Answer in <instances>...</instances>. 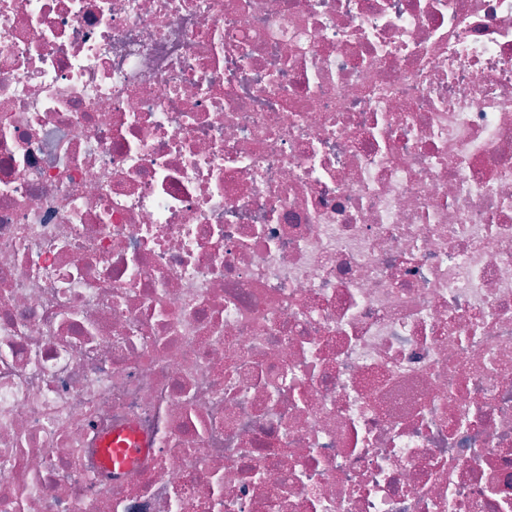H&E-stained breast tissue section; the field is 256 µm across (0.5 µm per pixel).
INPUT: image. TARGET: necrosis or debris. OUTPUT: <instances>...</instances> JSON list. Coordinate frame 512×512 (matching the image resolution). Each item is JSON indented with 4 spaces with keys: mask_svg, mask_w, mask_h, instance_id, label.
<instances>
[{
    "mask_svg": "<svg viewBox=\"0 0 512 512\" xmlns=\"http://www.w3.org/2000/svg\"><path fill=\"white\" fill-rule=\"evenodd\" d=\"M0 512H512V0H0ZM134 427L127 426L114 430L102 441V458L105 467L113 477H122L137 468L152 448Z\"/></svg>",
    "mask_w": 512,
    "mask_h": 512,
    "instance_id": "necrosis-or-debris-1",
    "label": "necrosis or debris"
}]
</instances>
